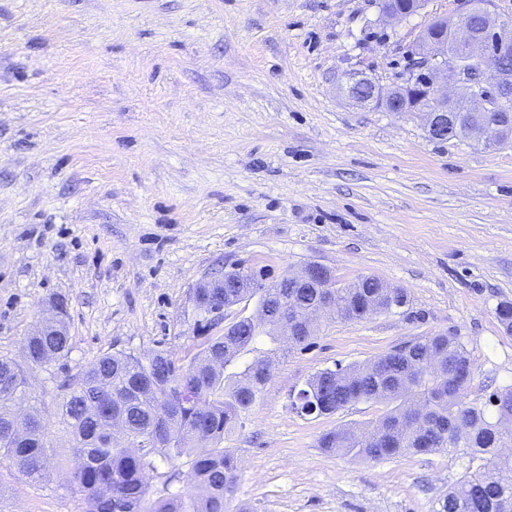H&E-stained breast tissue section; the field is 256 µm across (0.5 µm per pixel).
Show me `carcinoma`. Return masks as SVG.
<instances>
[{"label":"carcinoma","instance_id":"carcinoma-1","mask_svg":"<svg viewBox=\"0 0 512 512\" xmlns=\"http://www.w3.org/2000/svg\"><path fill=\"white\" fill-rule=\"evenodd\" d=\"M362 279L334 290L329 314L361 320L378 306L391 312L405 306L400 288H363ZM256 300L274 308L311 306L319 288H208L195 303L207 330L201 348L185 364L157 351L149 357L113 350L102 353L66 384L60 420L71 438V490L84 512H230L239 478L238 461L224 439L245 427L279 353V328L257 331L244 317L222 325L212 320L216 305ZM57 322L26 338V359L0 360V458L12 461L28 480L44 477L57 452L42 425L39 399L28 389V371L50 372L71 352L65 322L67 303L53 300ZM495 317L512 333V304L501 303ZM467 358L463 344L444 335L422 336L396 346L365 365H342L315 373L306 385L319 409L334 414L363 401L388 406L378 420L384 435L360 440L350 428L323 435L319 447L339 457L384 460L407 451L427 453L467 448L487 465L464 475L439 503L437 512H512V387L493 392L486 403L466 401L454 386L448 364ZM169 466L164 494L150 497L156 461ZM186 482L198 493L171 487Z\"/></svg>","mask_w":512,"mask_h":512}]
</instances>
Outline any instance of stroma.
<instances>
[{"label": "stroma", "mask_w": 512, "mask_h": 512, "mask_svg": "<svg viewBox=\"0 0 512 512\" xmlns=\"http://www.w3.org/2000/svg\"><path fill=\"white\" fill-rule=\"evenodd\" d=\"M455 0L400 22L378 0H0V358L68 302L67 358L34 370L49 438L71 443L60 381L114 349L192 356L200 282L244 263L307 262L345 285L404 289L398 313L320 320L271 370L224 445L245 512H437L477 461L465 450L349 461L321 435L385 412L302 417L319 370L419 336L458 337L485 403L512 386V143L439 142L420 114L349 101L356 73L391 87L413 41ZM69 472L39 482L0 460V512H77Z\"/></svg>", "instance_id": "stroma-1"}]
</instances>
